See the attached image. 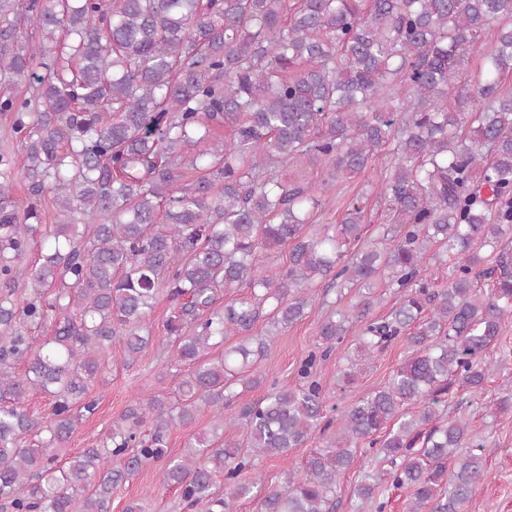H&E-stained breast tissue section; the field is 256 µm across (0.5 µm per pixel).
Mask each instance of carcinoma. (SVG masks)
<instances>
[{"label": "carcinoma", "instance_id": "cac0c4a2", "mask_svg": "<svg viewBox=\"0 0 512 512\" xmlns=\"http://www.w3.org/2000/svg\"><path fill=\"white\" fill-rule=\"evenodd\" d=\"M23 25L40 38H21ZM475 53L478 73L453 91ZM0 71L36 87V111L4 94L0 112L14 113L7 137L24 153L30 196L51 193L56 206L53 224L34 203L18 223L14 159L0 152V512H110L113 491L157 463L189 512H233L252 493L260 512H336L337 478L360 442L383 467L359 498L388 484L410 490L408 512H462L490 470L479 453L456 456L469 424L442 409L484 389L495 370L486 353L512 316V252L501 247L512 234V93L500 92L512 0H0ZM397 80L408 90L396 98ZM382 153L390 223L352 253L364 207L313 226L323 199L277 171L320 162L328 185ZM38 237L22 284L18 264ZM275 249L287 265L262 264ZM483 249L495 265L481 267ZM325 280L339 300L354 293L349 305L322 320L296 386L273 382L242 408L245 444L224 441V408L272 342L246 333L262 316L281 329L299 321ZM378 284L397 295L384 316ZM227 288L246 293L223 305ZM161 295L163 341L190 368L180 398L136 399L96 446L60 461L97 409L87 394L110 346L121 341L135 362ZM47 323L36 348L32 329ZM350 324L360 359L346 383L397 340L411 354L333 419L314 369ZM229 336L241 340L211 357ZM32 392L50 397L49 421L24 409ZM201 405L211 433L172 457L168 432ZM315 435L323 448L284 487L263 485L256 458Z\"/></svg>", "mask_w": 512, "mask_h": 512}]
</instances>
